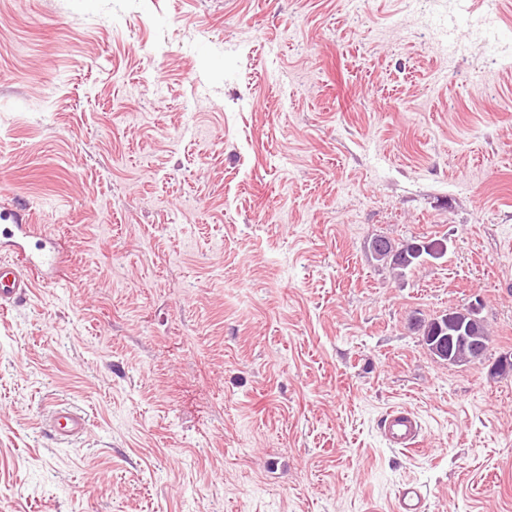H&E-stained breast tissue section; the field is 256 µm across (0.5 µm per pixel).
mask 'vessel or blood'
<instances>
[{"label": "vessel or blood", "mask_w": 512, "mask_h": 512, "mask_svg": "<svg viewBox=\"0 0 512 512\" xmlns=\"http://www.w3.org/2000/svg\"><path fill=\"white\" fill-rule=\"evenodd\" d=\"M0 217L6 222L0 234L12 239L16 252L13 262L0 265L2 309L25 298L35 281L46 279L48 269L56 264V256L53 249L44 245L34 250L26 249V240L36 237L39 232L33 215L5 208L0 210ZM49 427L54 439L69 442L85 433L87 420L72 407L60 404L51 412ZM380 431L387 444L394 448L410 451L420 447L423 441L417 415L405 407L391 408L381 420ZM426 509L427 497L420 487L408 483L399 490L395 512H426Z\"/></svg>", "instance_id": "vessel-or-blood-1"}]
</instances>
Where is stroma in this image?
<instances>
[{"label":"stroma","mask_w":512,"mask_h":512,"mask_svg":"<svg viewBox=\"0 0 512 512\" xmlns=\"http://www.w3.org/2000/svg\"><path fill=\"white\" fill-rule=\"evenodd\" d=\"M0 171L58 251L0 309V512H512V0H0ZM444 239L419 240L416 237L400 243H392L383 237L374 238L369 246L371 253L377 261L389 264L393 270H399L402 276L406 270L422 264L425 258H434V254L428 249L427 244ZM457 315L444 321L441 317H436L426 320H420L418 327L416 328L421 335L428 351L437 359L448 362V358H444L435 352V347H441L444 351L448 352V336H457L458 334H464L465 336H477L481 340L480 342L472 337L470 340L471 346L463 343H456V349L461 355L456 363H471L480 361L486 351L488 350L489 338L486 333L485 325L481 320L480 323H475L468 317V308L456 309ZM476 349H473V348ZM49 427V433L54 439L69 442L85 433L87 420L72 407L58 404L51 412ZM380 431L392 448L415 450L423 441L419 418L406 407L391 408L381 420ZM427 497L415 484L407 483L398 492L395 512H425Z\"/></svg>","instance_id":"stroma-1"}]
</instances>
